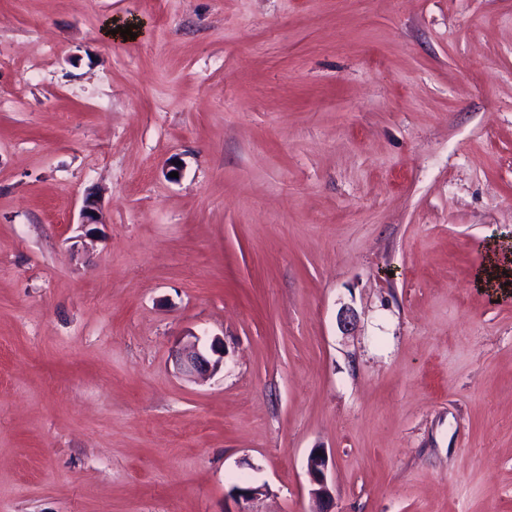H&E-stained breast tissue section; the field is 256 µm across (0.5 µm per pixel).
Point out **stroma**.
Returning a JSON list of instances; mask_svg holds the SVG:
<instances>
[{"instance_id": "35a3bbf8", "label": "stroma", "mask_w": 512, "mask_h": 512, "mask_svg": "<svg viewBox=\"0 0 512 512\" xmlns=\"http://www.w3.org/2000/svg\"><path fill=\"white\" fill-rule=\"evenodd\" d=\"M491 244L512 0H0V512H512ZM195 340L184 345L176 352V362L186 376H205L217 372L224 362V341L213 339L209 350L212 355L218 356L212 360L207 350L199 347V337L192 336ZM321 452V455H318ZM329 456L324 448H314L307 458V474L310 482V494L322 503L323 508L317 512H332V492L328 484Z\"/></svg>"}]
</instances>
